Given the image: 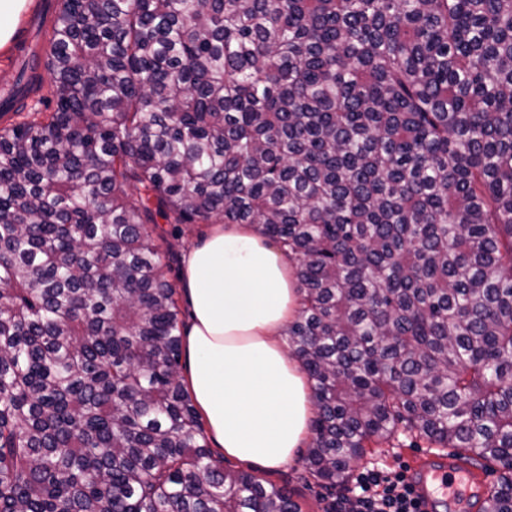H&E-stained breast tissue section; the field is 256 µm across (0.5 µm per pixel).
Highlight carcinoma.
Listing matches in <instances>:
<instances>
[{"instance_id": "1", "label": "carcinoma", "mask_w": 512, "mask_h": 512, "mask_svg": "<svg viewBox=\"0 0 512 512\" xmlns=\"http://www.w3.org/2000/svg\"><path fill=\"white\" fill-rule=\"evenodd\" d=\"M43 40L0 129V512H301L212 458L159 217L295 261L318 486L400 433L506 466L512 0H61Z\"/></svg>"}]
</instances>
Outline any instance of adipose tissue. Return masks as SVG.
<instances>
[{"label":"adipose tissue","instance_id":"obj_1","mask_svg":"<svg viewBox=\"0 0 512 512\" xmlns=\"http://www.w3.org/2000/svg\"><path fill=\"white\" fill-rule=\"evenodd\" d=\"M184 385L226 456L276 470L307 438L309 381L280 339L299 309L292 266L251 224H215L185 255Z\"/></svg>","mask_w":512,"mask_h":512}]
</instances>
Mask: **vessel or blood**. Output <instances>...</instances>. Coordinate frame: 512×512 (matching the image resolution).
Segmentation results:
<instances>
[{"label": "vessel or blood", "mask_w": 512, "mask_h": 512, "mask_svg": "<svg viewBox=\"0 0 512 512\" xmlns=\"http://www.w3.org/2000/svg\"><path fill=\"white\" fill-rule=\"evenodd\" d=\"M411 475L421 512H437L441 500L455 498L459 484L472 485L474 494L480 496L490 488L486 480L475 478L465 465L434 463L426 457L415 460Z\"/></svg>", "instance_id": "obj_1"}]
</instances>
